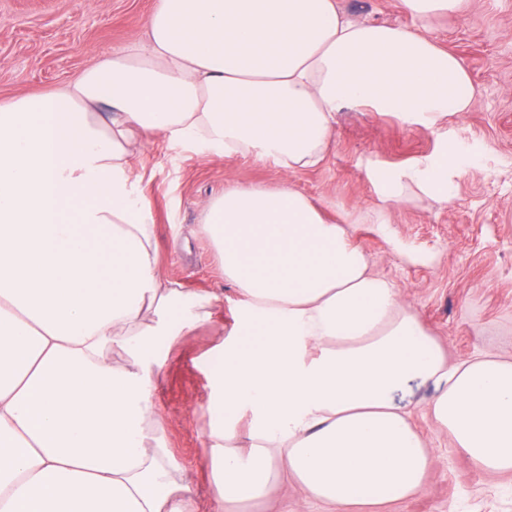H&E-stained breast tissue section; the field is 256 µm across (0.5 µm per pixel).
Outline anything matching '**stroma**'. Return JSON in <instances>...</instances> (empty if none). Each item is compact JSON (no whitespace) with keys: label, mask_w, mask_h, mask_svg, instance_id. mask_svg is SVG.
<instances>
[{"label":"stroma","mask_w":512,"mask_h":512,"mask_svg":"<svg viewBox=\"0 0 512 512\" xmlns=\"http://www.w3.org/2000/svg\"><path fill=\"white\" fill-rule=\"evenodd\" d=\"M156 0H0V102L45 93L100 58L139 41ZM356 20L403 24L399 0H341ZM424 29L461 61L477 89L470 112L428 130L375 112L336 116V138L325 162L287 174L254 157L225 158L157 136L135 155L140 192L154 215L162 276L189 293L214 296L211 318L170 346L153 378L158 425L204 498L210 465L202 455L212 387L204 355L222 344L238 313L235 287L207 238L205 208L237 183L264 187L289 179L322 206L329 221L353 220L352 234L375 272L392 280L450 362L496 353L512 356V0L425 22ZM448 144L469 165L446 205L424 197L389 212L393 242L374 222L379 203L371 166L398 167ZM414 425L435 457L421 490L384 512H512V473L478 469L448 431L424 414ZM326 512L293 486L277 484L238 512Z\"/></svg>","instance_id":"1"}]
</instances>
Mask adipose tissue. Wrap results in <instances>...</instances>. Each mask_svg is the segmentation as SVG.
I'll use <instances>...</instances> for the list:
<instances>
[{
	"mask_svg": "<svg viewBox=\"0 0 512 512\" xmlns=\"http://www.w3.org/2000/svg\"><path fill=\"white\" fill-rule=\"evenodd\" d=\"M469 2L402 0L410 24L389 25L349 19L339 0H157L143 43L0 105V512H196L151 427L152 381L212 298L158 271L137 145L160 135L290 173L324 161L346 109L436 128L477 90L418 24ZM460 174L444 147L368 170L386 208L414 193L449 202ZM205 229L240 296L232 337L206 361L210 512L280 475L332 512L411 496L435 463L395 400L414 382L477 467L512 472V358L448 362L348 225L283 182L228 185ZM245 415L242 454L222 442Z\"/></svg>",
	"mask_w": 512,
	"mask_h": 512,
	"instance_id": "obj_1",
	"label": "adipose tissue"
}]
</instances>
